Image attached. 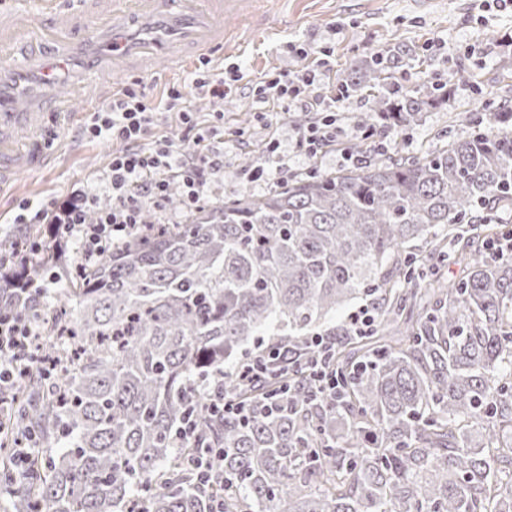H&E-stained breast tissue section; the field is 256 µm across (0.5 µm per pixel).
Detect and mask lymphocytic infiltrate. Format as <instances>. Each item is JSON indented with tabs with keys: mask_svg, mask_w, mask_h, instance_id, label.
Returning <instances> with one entry per match:
<instances>
[{
	"mask_svg": "<svg viewBox=\"0 0 512 512\" xmlns=\"http://www.w3.org/2000/svg\"><path fill=\"white\" fill-rule=\"evenodd\" d=\"M187 92L176 88L169 92L187 128L182 145L166 137H151L155 108L140 82L113 96L85 129L90 137L122 143L109 168L54 208L19 204L15 223L53 225L60 237L71 236L79 242L81 258L90 264L108 245L134 233L146 208L164 211L171 181L182 186L185 211L198 210L207 202L212 184L224 175V138L217 129L193 123ZM253 95L262 112L310 113V121L295 127L292 136L295 149L306 157H317L338 141L336 111L342 98L327 96L318 65L267 76ZM104 195L111 197L112 205L101 210L97 203ZM94 208L99 214L91 222L87 213ZM39 334L40 324L33 315L0 317L1 393L16 384L14 362L28 353Z\"/></svg>",
	"mask_w": 512,
	"mask_h": 512,
	"instance_id": "obj_1",
	"label": "lymphocytic infiltrate"
}]
</instances>
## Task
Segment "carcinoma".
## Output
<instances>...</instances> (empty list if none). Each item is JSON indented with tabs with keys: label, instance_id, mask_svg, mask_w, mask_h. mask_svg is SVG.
<instances>
[{
	"label": "carcinoma",
	"instance_id": "1",
	"mask_svg": "<svg viewBox=\"0 0 512 512\" xmlns=\"http://www.w3.org/2000/svg\"><path fill=\"white\" fill-rule=\"evenodd\" d=\"M379 81L369 64L353 85ZM437 100L397 92L371 111L409 127ZM511 124L505 98L427 156L290 176L185 224L146 211L93 264L60 242L0 257V316L42 315L49 265L70 284L36 352L57 362L53 388L23 364L25 384L0 408L5 512H213L220 499L224 512H512V261L455 235L472 222L506 233ZM41 234L23 225L12 254ZM449 264L462 275L445 288ZM363 297L380 324L337 347L331 396L297 337ZM258 336L296 337L298 360L252 387L225 378L254 413L212 414L203 387ZM13 421L39 443L20 483L3 453ZM206 448L222 454L202 486L192 459Z\"/></svg>",
	"mask_w": 512,
	"mask_h": 512
}]
</instances>
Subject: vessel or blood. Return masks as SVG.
Returning a JSON list of instances; mask_svg holds the SVG:
<instances>
[{
    "instance_id": "obj_1",
    "label": "vessel or blood",
    "mask_w": 512,
    "mask_h": 512,
    "mask_svg": "<svg viewBox=\"0 0 512 512\" xmlns=\"http://www.w3.org/2000/svg\"><path fill=\"white\" fill-rule=\"evenodd\" d=\"M75 2L0 8V190L55 161L46 129L76 119L72 99L102 103L113 76L194 61L268 19L260 0Z\"/></svg>"
}]
</instances>
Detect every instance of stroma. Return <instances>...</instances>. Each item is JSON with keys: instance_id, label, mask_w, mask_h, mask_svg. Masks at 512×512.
I'll return each mask as SVG.
<instances>
[{"instance_id": "1", "label": "stroma", "mask_w": 512, "mask_h": 512, "mask_svg": "<svg viewBox=\"0 0 512 512\" xmlns=\"http://www.w3.org/2000/svg\"><path fill=\"white\" fill-rule=\"evenodd\" d=\"M271 28L253 30L238 39L235 50L215 54L208 67L238 68L242 79L226 101L224 114V181L218 197L261 193L267 186L241 176V160L260 148L261 138L273 136L289 144L293 125L279 112L257 114L249 93L264 74L295 65L293 49L325 48L330 57L331 84L352 79L356 69L384 47L410 48L412 57L380 64L382 96L393 90L415 92L437 85L441 98L426 107L409 128L378 131L375 143L384 155L418 156L439 150L448 136L482 106L498 103L512 90V2L496 0H275ZM335 39H327V30ZM85 120L62 131L59 159L51 167L19 173L0 193V253L14 235L13 216L20 202L52 206L73 186L104 172L117 142L89 138Z\"/></svg>"}]
</instances>
